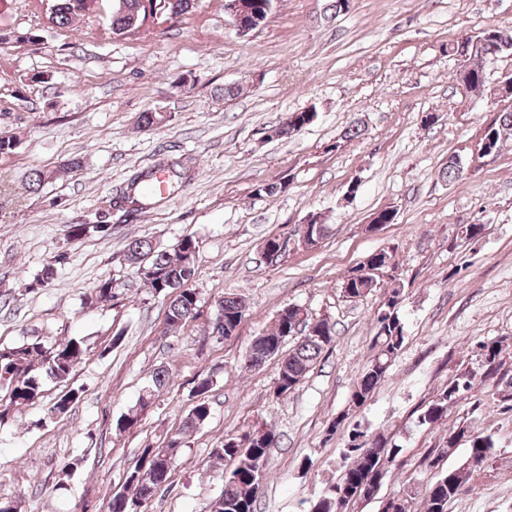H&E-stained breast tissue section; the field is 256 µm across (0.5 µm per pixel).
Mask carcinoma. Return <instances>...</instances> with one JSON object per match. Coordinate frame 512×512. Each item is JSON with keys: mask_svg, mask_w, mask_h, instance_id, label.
<instances>
[{"mask_svg": "<svg viewBox=\"0 0 512 512\" xmlns=\"http://www.w3.org/2000/svg\"><path fill=\"white\" fill-rule=\"evenodd\" d=\"M146 0H117L112 12L111 30L114 35L128 36L144 28ZM200 0H154L153 7L165 15L180 17L194 11ZM90 0H51L50 13L53 24L65 29L79 16L86 15ZM471 79L468 89L486 86L487 75L483 59L470 61ZM512 135V111L497 113L493 121L483 130L478 149L494 148L499 152L505 138ZM168 174L173 187L188 182L189 169L181 161L159 162L135 172L127 183L112 197V210L121 213L126 222H133L156 204L148 184L154 180L155 172ZM109 224L80 223L69 225L68 236L79 240L95 234H105ZM297 235L303 237L305 246L314 247L329 233L326 224L299 226ZM200 242L187 235L170 249H162L152 240L135 238L126 245V258L134 273L154 293L167 298L165 332L169 333L195 319L199 312V297L191 282L197 270ZM378 275L358 277L351 280L342 293L357 299L379 287ZM116 285L110 279L102 280L90 288L88 301L91 304L108 303L115 298ZM403 293L401 283L394 281L385 288L386 302L379 310L374 322L373 358L363 368L351 393L352 405L361 407L371 397L375 388L388 373L391 362L398 356L404 343V326L395 306ZM246 305L240 297H223L215 301L213 315L208 319V334L215 339H227L236 335L245 317ZM286 314L276 318L269 329L255 337L245 358L248 367L252 360L265 363L275 357L288 340L293 346L279 366L276 394L286 396L294 392L307 374L315 368L323 351L334 342L335 325L327 319H314L306 309L296 304L283 307ZM484 358V375L497 373L505 350L503 341L490 339L479 343ZM87 347L77 338L47 341L34 336L19 344H0V419L10 411H20L44 397L45 379L58 383L66 382L76 365L82 360ZM479 371L462 368L439 391L427 408L420 414L419 422L434 425L443 420L448 406L467 399ZM168 371L157 368L153 372L152 385L142 405L149 404L152 397L167 385ZM210 377L199 379L197 395L200 396L185 421L181 432L172 437L163 448L147 447L125 477V489L112 494L106 512H144V505L157 493L158 488L169 483L185 436L203 424L210 415L205 395L212 389ZM469 443L467 461L457 467L441 469L434 480L423 487L414 484L403 488L398 494L381 501L382 512H410L415 497L422 500L423 512H448V501L455 497L469 479L471 469L480 466L494 455L493 443L488 436L476 434L462 425L448 432V440L436 449V460L452 456L462 439ZM277 444L276 433L263 425L256 426L234 438L227 437L213 449L212 457L224 462L223 486L214 504V512H255V503L260 485L265 477L269 450ZM398 454L397 448L388 445V440L370 437L365 431L353 429L342 457V476L329 485L313 503L311 512H345L347 507L377 498L388 464Z\"/></svg>", "mask_w": 512, "mask_h": 512, "instance_id": "cac0c4a2", "label": "carcinoma"}]
</instances>
